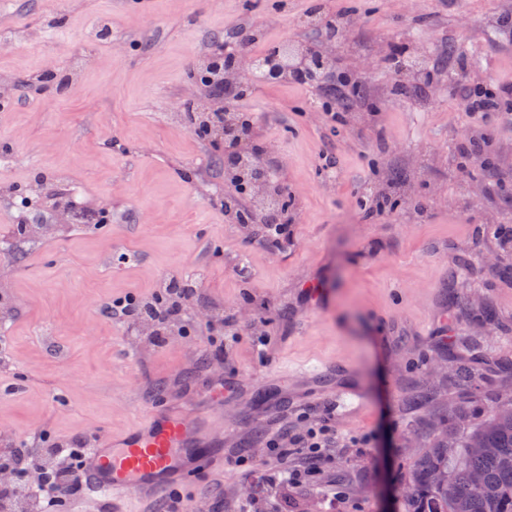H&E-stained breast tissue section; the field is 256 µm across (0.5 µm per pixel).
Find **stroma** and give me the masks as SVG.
Wrapping results in <instances>:
<instances>
[{
  "instance_id": "obj_1",
  "label": "stroma",
  "mask_w": 512,
  "mask_h": 512,
  "mask_svg": "<svg viewBox=\"0 0 512 512\" xmlns=\"http://www.w3.org/2000/svg\"><path fill=\"white\" fill-rule=\"evenodd\" d=\"M245 1L0 0V146L20 157L0 168V237L21 199L35 203L26 243L0 261V450L36 433L52 443L119 431L149 407L189 404L224 455L223 470L181 488L199 512H400L419 450L464 397L449 343L476 340L492 359L512 337V117L472 115L437 75L418 108L390 94L416 77L381 63L399 48L430 58L450 33L483 50L465 85L512 84V32L489 24L512 0H331L353 20L339 70L363 90L336 127L319 89L260 83L232 101L196 78L211 44L247 24L261 30L254 58L313 41L309 0L284 12ZM100 19L122 39L85 40ZM50 70L68 73L69 89L42 88ZM185 100L253 116L261 161L287 189L283 250L214 205L230 187L224 143L192 134ZM464 140L484 142L488 171L461 168ZM365 182L396 192L397 209L363 211ZM192 267L207 272L196 325L169 322L159 344L151 322L129 335L103 317L107 302L154 299L163 277ZM206 323L208 338L196 330ZM323 359L349 362L344 382L361 401L350 413H326L328 394L271 411L248 391L265 380L298 392L288 367ZM226 376L241 390L219 417L209 396ZM476 391L470 427L512 406V371L482 372ZM323 419L336 446L322 474L280 483L268 440Z\"/></svg>"
}]
</instances>
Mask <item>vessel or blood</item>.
<instances>
[{
  "instance_id": "1",
  "label": "vessel or blood",
  "mask_w": 512,
  "mask_h": 512,
  "mask_svg": "<svg viewBox=\"0 0 512 512\" xmlns=\"http://www.w3.org/2000/svg\"><path fill=\"white\" fill-rule=\"evenodd\" d=\"M346 361H321L304 368L312 385L327 390L347 372ZM209 468L217 460L185 407H156L137 426L101 436L87 462L88 481L75 512H148L149 495L178 490L186 478L184 460Z\"/></svg>"
}]
</instances>
